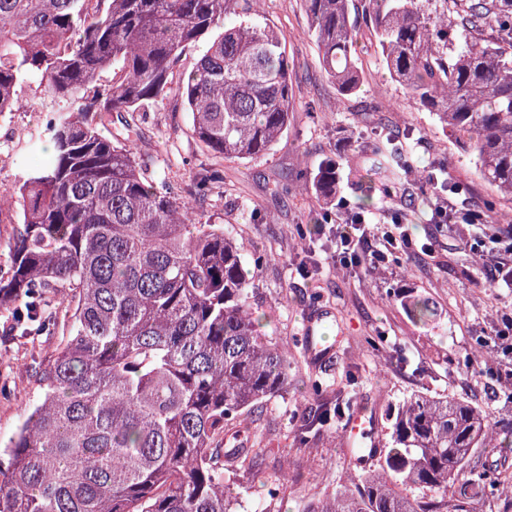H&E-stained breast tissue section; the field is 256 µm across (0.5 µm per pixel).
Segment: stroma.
Segmentation results:
<instances>
[{"mask_svg":"<svg viewBox=\"0 0 512 512\" xmlns=\"http://www.w3.org/2000/svg\"><path fill=\"white\" fill-rule=\"evenodd\" d=\"M258 8L284 36L292 66L293 110L283 136L254 159L214 158L193 139L189 115L172 97L143 115L138 149L155 176L182 198L193 192L198 174L217 166L224 172L223 193L211 195L201 212L242 244L261 330L291 353L287 392L266 400L248 418L254 439L272 442L274 453L226 479L239 494L238 512H301L307 502L341 485L350 451L362 441L347 433L345 422L317 425L337 392L351 390L355 406L371 412L380 426L391 404L419 391L468 400L495 425L512 418V379L496 372L503 344L493 327L512 311V288L486 282L463 231L432 224L437 190L428 176L447 173L470 187L475 205L490 204L500 213L512 214V200L498 196L469 152L431 112L413 104L373 45L360 49L361 91L344 97L320 67L301 0H259ZM42 127L43 114L35 108L0 114V182H14L22 164L41 163L51 152L46 142L28 148ZM388 136L402 144L410 167L399 188L389 192L371 164L372 148ZM328 156L339 163L331 201L313 187ZM342 200L349 211L364 209L369 219L384 210L400 212L418 240L432 239L431 252L403 258L398 266L340 271L331 230L305 240L297 232L325 214H338ZM409 293L429 302L428 320L417 322L407 314L401 298ZM64 311L56 306L55 320L35 336L14 332L11 314L0 311V446L39 396L34 371L61 342ZM316 312L324 318L321 339L332 352L321 364L305 332L306 319ZM479 338L488 344L487 356L472 370L468 362ZM314 378L326 384L322 396L308 393ZM299 422L315 425L308 442L295 434ZM285 468L288 481L278 497H268L267 481Z\"/></svg>","mask_w":512,"mask_h":512,"instance_id":"obj_1","label":"stroma"}]
</instances>
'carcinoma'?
Here are the masks:
<instances>
[{
    "mask_svg": "<svg viewBox=\"0 0 512 512\" xmlns=\"http://www.w3.org/2000/svg\"><path fill=\"white\" fill-rule=\"evenodd\" d=\"M255 2L0 0V113L36 80L53 144L9 193L0 308L41 327L58 298L69 318L35 370L38 401L0 448V512H234L224 464L266 455L232 442L288 389L291 356L261 333L236 239L198 218L221 170L179 199L138 152V117L172 96L217 157L257 158L288 130V56ZM303 2L325 74L358 93L354 0ZM361 14L389 76L512 199V0H361ZM374 155L404 179L392 141ZM314 187L336 191V159ZM498 432L466 400L414 393L387 413L378 454L354 449L347 482L303 512H474L492 483L471 460ZM14 218L15 212L13 210H5L0 215V267L2 274L7 271L8 246L13 236Z\"/></svg>",
    "mask_w": 512,
    "mask_h": 512,
    "instance_id": "cac0c4a2",
    "label": "carcinoma"
}]
</instances>
